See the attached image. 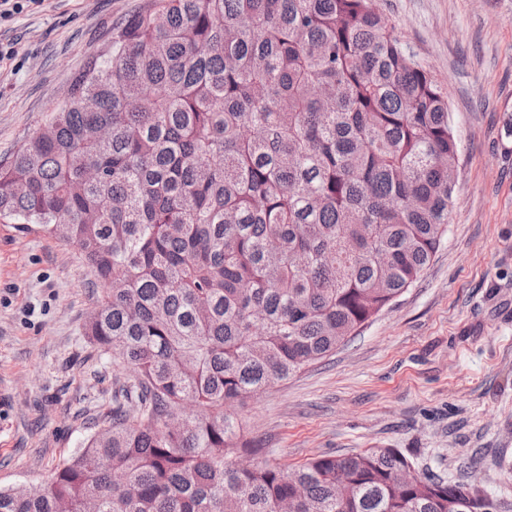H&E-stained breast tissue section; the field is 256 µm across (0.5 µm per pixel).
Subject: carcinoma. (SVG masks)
I'll return each mask as SVG.
<instances>
[{
	"instance_id": "cac0c4a2",
	"label": "carcinoma",
	"mask_w": 512,
	"mask_h": 512,
	"mask_svg": "<svg viewBox=\"0 0 512 512\" xmlns=\"http://www.w3.org/2000/svg\"><path fill=\"white\" fill-rule=\"evenodd\" d=\"M448 99L374 0H153L0 164V219L112 283L86 334L108 428L0 512H487L395 448L257 459L232 406L423 275L448 232Z\"/></svg>"
}]
</instances>
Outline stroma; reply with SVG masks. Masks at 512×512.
<instances>
[{
  "label": "stroma",
  "instance_id": "stroma-1",
  "mask_svg": "<svg viewBox=\"0 0 512 512\" xmlns=\"http://www.w3.org/2000/svg\"><path fill=\"white\" fill-rule=\"evenodd\" d=\"M149 0H25L0 19V164ZM448 97V234L421 279L331 355L230 407L263 459L398 449L512 512V0H376ZM77 249L0 222V490L52 479L112 409L121 367L85 325Z\"/></svg>",
  "mask_w": 512,
  "mask_h": 512
}]
</instances>
